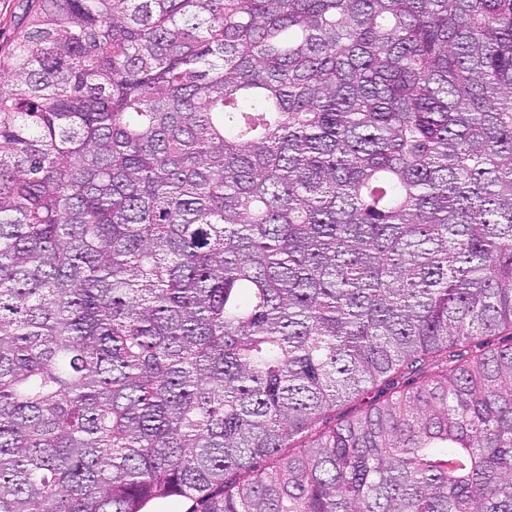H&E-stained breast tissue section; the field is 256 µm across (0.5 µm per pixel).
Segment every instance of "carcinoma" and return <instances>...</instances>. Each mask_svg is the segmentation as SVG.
<instances>
[{"mask_svg":"<svg viewBox=\"0 0 512 512\" xmlns=\"http://www.w3.org/2000/svg\"><path fill=\"white\" fill-rule=\"evenodd\" d=\"M172 497L512 512V0L25 2L0 512Z\"/></svg>","mask_w":512,"mask_h":512,"instance_id":"1","label":"carcinoma"}]
</instances>
